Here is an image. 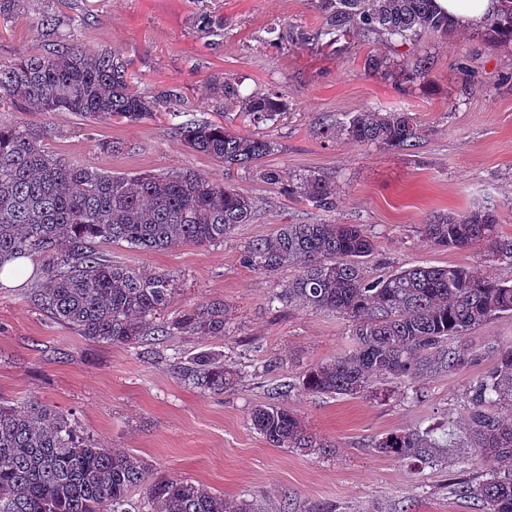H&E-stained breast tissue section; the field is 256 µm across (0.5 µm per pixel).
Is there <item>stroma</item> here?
Here are the masks:
<instances>
[{
  "mask_svg": "<svg viewBox=\"0 0 512 512\" xmlns=\"http://www.w3.org/2000/svg\"><path fill=\"white\" fill-rule=\"evenodd\" d=\"M203 11L223 19V27L199 31L195 18ZM47 14L58 15L86 52L107 48L130 59L142 92L177 94L185 122L252 133L215 91L228 75L239 78L248 94L283 92L288 111L267 130L276 148L264 165L287 177L324 171L339 194L330 212L288 200L256 173L228 171L190 152L163 112L104 124L70 112L0 108V122L47 127L46 147L69 161L112 173L189 167L214 182L234 183L257 206L253 223L240 225L218 246L155 252L96 246L104 260L173 275L178 292L169 315L223 302L221 336L149 337L134 348L92 342L38 307L40 273L19 286L0 281V401L50 406L99 447L143 459L151 479L197 481L264 512H317L325 505L337 512H476L448 488L456 472L479 478L480 468L468 463L470 449H449L447 459L431 467L379 454L374 443L407 428L450 422L464 428L463 393L483 365L412 385L379 378L359 397L308 393L300 385L308 368L352 350L349 323L332 312L276 302L295 268L265 274L243 266L240 255L283 224H362L378 245L371 276L417 264H458L512 280V266L490 261L485 250L434 247L420 233L431 215L485 200L498 209L501 234L512 237V42H488L479 28L424 36L415 50L433 58L432 78L402 85L365 70L368 52L391 59L401 54L378 40L356 39L353 58L330 54L314 41L299 48L267 45L272 29L285 36L315 32L320 18L314 0H15L0 14V61L46 48L39 21ZM466 53L478 72L471 82L455 67ZM365 110L411 113L423 130L419 145L402 152L344 138L326 144L318 137L322 120ZM109 140L123 143L124 151H102L101 142ZM203 350L223 353L241 369L234 389L215 394L181 379L175 363ZM271 360L276 370H267ZM268 404L297 414L326 451L271 445L250 421L253 407Z\"/></svg>",
  "mask_w": 512,
  "mask_h": 512,
  "instance_id": "1",
  "label": "stroma"
}]
</instances>
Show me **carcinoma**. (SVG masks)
Wrapping results in <instances>:
<instances>
[{"label": "carcinoma", "instance_id": "1", "mask_svg": "<svg viewBox=\"0 0 512 512\" xmlns=\"http://www.w3.org/2000/svg\"><path fill=\"white\" fill-rule=\"evenodd\" d=\"M315 2L322 20L315 38L337 55L357 35L396 48L454 27L434 0ZM40 25L53 47L0 62V105L17 104L25 112H71L98 123L152 119L162 109L179 116L177 96L162 100L140 92L128 61L116 52L86 54L63 32L56 15L43 16ZM483 27L489 39L512 42V0H498ZM364 65L409 83L428 78L433 69L430 58L416 52L392 64L369 53ZM220 92L224 106L239 109L257 128L276 124L288 110L276 92L242 95L241 84L231 76L224 77ZM175 129L194 153L229 169L255 170L292 200L325 211L336 208V182L330 175L309 170L287 179L262 165L273 150L265 138L236 135L212 122L177 124ZM319 134L328 143L343 136L361 146L410 150L421 128L408 112L369 110L344 122L326 120ZM44 138L43 130L24 122L0 124V268L25 255L39 257V307L89 340L135 347L152 335H224V303L185 308L167 318L176 294L172 276L107 263L94 245L124 243L159 251L220 244L237 226L252 223L254 199L191 168L117 174L75 164L48 150ZM498 224L495 208L476 206L427 218L421 235L436 247L486 246L494 259L512 265V238L499 235ZM376 254V242L362 224H283L275 235L253 241L241 263L266 274L297 267L279 299L335 312L351 323L354 349L307 370L302 387L309 393L353 396L368 391L378 376L416 381L491 361L464 393L467 434L470 447L478 449L470 464L490 456L501 467L478 482L450 481L453 492L473 500L478 512H512V347L479 351L462 343L469 330L512 313V282L465 265L414 266L371 279L366 265ZM174 368L214 393L233 388L238 380L224 358L210 351ZM250 420L275 447L322 448L285 408L258 405ZM452 435L451 430L407 429L376 440L374 448L394 458L434 463ZM138 486L145 487L161 512H255L252 504L227 500L194 481L150 479L140 458L98 447L67 415L47 405L0 402V512H128L124 505Z\"/></svg>", "mask_w": 512, "mask_h": 512}]
</instances>
